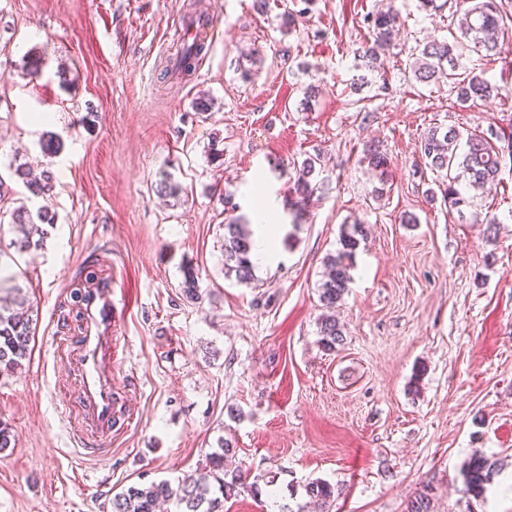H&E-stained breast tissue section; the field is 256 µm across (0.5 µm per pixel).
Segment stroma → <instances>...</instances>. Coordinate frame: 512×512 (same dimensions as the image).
Here are the masks:
<instances>
[{
  "label": "stroma",
  "instance_id": "1",
  "mask_svg": "<svg viewBox=\"0 0 512 512\" xmlns=\"http://www.w3.org/2000/svg\"><path fill=\"white\" fill-rule=\"evenodd\" d=\"M389 5L397 34L373 73L357 50L367 15ZM196 8L214 23L211 45L196 71L169 75ZM463 8L0 0V177L55 217L27 252L0 223V276L38 307L30 363L0 376V421L14 435L0 451V512H111L130 485L205 466L222 438L234 447L227 469L261 488L224 512H296L314 480L336 488L329 512H405L428 484L436 512H512V160L475 192L479 222L465 223L418 151L436 126L512 133V28L494 52L458 60L459 74L498 83L499 98L464 108L450 83L413 75L419 48L451 40ZM287 12L300 15L289 29ZM252 48L261 60L246 81L239 56ZM33 57L45 65L32 79ZM202 95L209 111L195 108ZM50 139L61 148L48 156ZM370 143L388 157L386 177L359 163ZM310 155L318 190L298 220L286 200ZM12 161L52 169L49 194L29 198ZM166 177L183 186L180 202L155 193ZM227 193L245 219L261 203L281 217L276 261L249 284L224 273ZM356 221L368 238L336 309L344 343L327 352L318 286ZM88 260L111 275L122 312L112 383L126 420L101 456L73 440L65 403L78 381L55 339L78 327L74 281ZM187 265L201 299L182 292ZM477 452L500 470L469 499L463 470Z\"/></svg>",
  "mask_w": 512,
  "mask_h": 512
}]
</instances>
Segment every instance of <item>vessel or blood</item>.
<instances>
[{
	"label": "vessel or blood",
	"instance_id": "vessel-or-blood-1",
	"mask_svg": "<svg viewBox=\"0 0 512 512\" xmlns=\"http://www.w3.org/2000/svg\"><path fill=\"white\" fill-rule=\"evenodd\" d=\"M119 317L112 279L102 277L86 289L81 325L75 335L65 339L67 353L73 356L78 372L76 402L80 422L75 440L97 451L111 446L116 423L112 364L116 350L114 327Z\"/></svg>",
	"mask_w": 512,
	"mask_h": 512
}]
</instances>
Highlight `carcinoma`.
Segmentation results:
<instances>
[{"mask_svg": "<svg viewBox=\"0 0 512 512\" xmlns=\"http://www.w3.org/2000/svg\"><path fill=\"white\" fill-rule=\"evenodd\" d=\"M509 0H474V4L464 10L459 20L461 36L472 42L477 50L490 53L496 49L500 33L505 28ZM399 15L393 10L378 12L368 19L372 42L364 49L363 58L372 72L384 69L380 52L391 44L394 28ZM186 25L197 27L198 33L179 47L176 63L170 72H190L202 59L207 48V29L209 18L204 12H194L188 17ZM455 45L428 41L421 49L413 65V73L420 81L453 80L457 102L465 106L478 100L487 101L502 96V90L480 74L467 75L454 80L457 58ZM498 135L493 131L462 132L455 128L442 131L432 130L420 142L421 157L435 171L446 172L447 182L439 185L442 198L448 206L465 218L464 209L470 206L468 191L482 188L494 182L500 172L504 154L512 156V138L507 145L497 146L494 139ZM320 158L307 157L299 166V175L292 188L289 210L295 218H300L308 208L317 187L312 185L311 177L316 171ZM362 162L373 172L386 175L387 156L377 145L368 146ZM15 175L22 179L28 192L39 197L49 190L52 173L43 171L39 180L29 178V167L20 164ZM12 223L20 230L22 237L16 241L19 251L38 249L44 245V233L37 223H54V216L41 207L32 213L26 203L15 207L11 213ZM367 240L363 224L344 225L336 254L325 261V275L319 288V300L322 307L332 310L342 302L352 282L351 271L361 244ZM254 244L246 225L237 219H230L224 225V269L225 274L235 275L240 283L249 284L254 280L255 264L251 255ZM198 274L191 267L184 272L183 292L193 300L199 298ZM14 296L0 298V374L8 375L22 368L23 362L30 358V343L35 331L36 309L23 294V289L13 288ZM319 344L326 351H333L344 343L343 327L331 315H323L318 322ZM232 452L228 441L220 442V451L209 454L206 465L200 471L189 474L173 486L168 482L152 483L147 486L131 485L112 497V512H156L160 501H171L177 512H224V501L237 496L248 487L254 493L261 490L255 484L246 485L241 473L224 471V456ZM494 471V463L483 455L472 456L465 465L463 493L468 497L480 498L486 491ZM306 496L320 508H327L333 500L335 488L322 480H315L305 486ZM434 496L426 489L419 493L407 505V512H433Z\"/></svg>", "mask_w": 512, "mask_h": 512, "instance_id": "1", "label": "carcinoma"}]
</instances>
